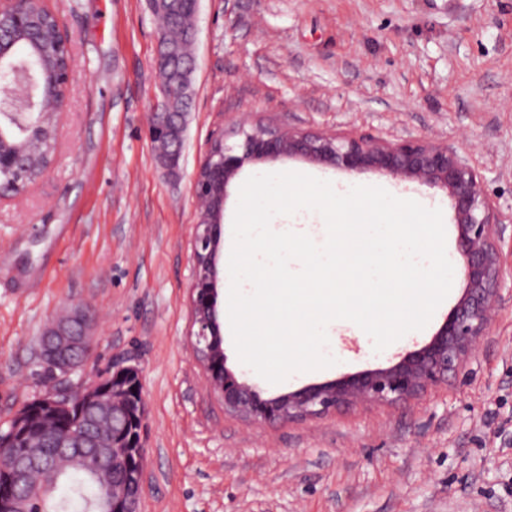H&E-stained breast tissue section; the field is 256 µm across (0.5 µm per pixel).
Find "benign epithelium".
<instances>
[{
	"mask_svg": "<svg viewBox=\"0 0 512 512\" xmlns=\"http://www.w3.org/2000/svg\"><path fill=\"white\" fill-rule=\"evenodd\" d=\"M41 0H8L0 7V71L13 73V85L0 90V189L23 193L45 173L52 154L24 157L19 143L39 137L49 113L46 94L55 89V107L66 100L70 49L66 39L35 51L15 46L29 36ZM229 143L222 136L210 145L195 175V193L208 206L195 224L193 276L190 287L193 355L203 367L209 387L224 398V408L247 423L288 421L328 413L355 403L395 404L448 381L478 349L500 301L502 266L498 241L506 225L488 195L480 174L455 150L432 141L406 139L387 143L370 136H327L251 125L242 119ZM154 148L177 159L183 131L165 125L152 128ZM299 155L312 162L353 172H379L394 179L438 187L448 194L458 233L459 266L466 288L437 332L421 347L384 368L342 377L263 399L253 386L226 366L218 323V261L221 225L230 181L249 161H275ZM94 321L88 310L73 306L55 319L40 338L38 359L55 377L68 380L17 410L0 432V512H25L19 490L48 462L42 448L82 468L112 467L105 486V512H139L146 470L144 428L146 404L139 369L112 363L92 375L84 372L93 349ZM77 375V382L71 376ZM112 414V439H103L96 412Z\"/></svg>",
	"mask_w": 512,
	"mask_h": 512,
	"instance_id": "7a95c632",
	"label": "benign epithelium"
}]
</instances>
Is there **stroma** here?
<instances>
[{"label":"stroma","instance_id":"stroma-1","mask_svg":"<svg viewBox=\"0 0 512 512\" xmlns=\"http://www.w3.org/2000/svg\"><path fill=\"white\" fill-rule=\"evenodd\" d=\"M71 48L51 167L0 197V428L51 384L39 337L71 304L98 320L86 374L140 370L147 471L140 512H512V0H200L193 100L177 175L158 161L159 28L148 0H42ZM307 132L430 138L481 175L507 230L498 311L457 377L409 404L357 405L252 427L205 386L187 343L195 174L239 113ZM311 173L337 189L445 191L301 156L246 163L228 186L222 257L242 184ZM465 289L461 272L422 330L382 351L335 328V365L271 384L242 364L227 311L226 365L271 398L388 366L428 341Z\"/></svg>","mask_w":512,"mask_h":512}]
</instances>
